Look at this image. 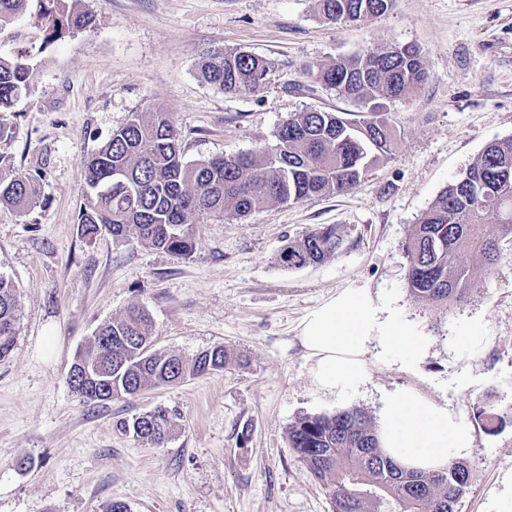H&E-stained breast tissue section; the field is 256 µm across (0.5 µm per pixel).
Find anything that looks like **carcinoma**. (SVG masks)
Segmentation results:
<instances>
[{
	"instance_id": "1",
	"label": "carcinoma",
	"mask_w": 512,
	"mask_h": 512,
	"mask_svg": "<svg viewBox=\"0 0 512 512\" xmlns=\"http://www.w3.org/2000/svg\"><path fill=\"white\" fill-rule=\"evenodd\" d=\"M27 2L0 0V21L21 13ZM318 2L322 16L336 24H365L391 10L395 0ZM39 18L51 38L91 23L85 12L56 14L49 8ZM309 73L359 105L362 118L317 109L296 112L277 128L269 147L190 163L183 159L169 113L135 112L87 161L80 235L92 239L105 230L117 242L134 238L188 259L197 246L194 224L246 217L273 204L341 195L360 186L371 168L392 154L395 132L384 108L423 88L429 78L424 58L412 46L371 47L313 65ZM199 76L223 93L250 95L271 80L273 67L261 56L224 49L202 61ZM27 79L22 58L0 57V109L12 107L28 91ZM36 199L31 178H0L1 205L25 210ZM507 240L512 241V138L489 142L413 225L404 245L410 294L434 307L464 301L476 272L488 274L501 262ZM343 244L338 225L320 224L288 240L277 261L300 269L335 256ZM17 311V289L1 276L0 358L12 349ZM149 326V313L139 305L99 326L69 371L72 391L88 402L125 400L149 385L224 369V345L186 362L151 350ZM474 409L487 435L512 425V411L488 395L478 397ZM121 427L141 443L160 447L175 422L160 407ZM288 443L321 482L332 512H455L471 488L472 467L464 460L450 459L435 473L401 469L384 454L371 417L360 409L302 416L288 427Z\"/></svg>"
}]
</instances>
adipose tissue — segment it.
<instances>
[{"mask_svg":"<svg viewBox=\"0 0 512 512\" xmlns=\"http://www.w3.org/2000/svg\"><path fill=\"white\" fill-rule=\"evenodd\" d=\"M296 338L311 362L313 389L342 398L371 379L373 361L394 358L410 368L426 350L411 334L379 309L363 288H346L306 314ZM385 423L379 430L384 452L407 469L437 471L451 456L469 451L475 437L461 415L434 399L403 387L383 396Z\"/></svg>","mask_w":512,"mask_h":512,"instance_id":"adipose-tissue-1","label":"adipose tissue"}]
</instances>
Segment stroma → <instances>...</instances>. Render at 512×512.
Wrapping results in <instances>:
<instances>
[{
	"instance_id": "obj_1",
	"label": "stroma",
	"mask_w": 512,
	"mask_h": 512,
	"mask_svg": "<svg viewBox=\"0 0 512 512\" xmlns=\"http://www.w3.org/2000/svg\"><path fill=\"white\" fill-rule=\"evenodd\" d=\"M90 27L49 38L39 0L0 21V57H24L29 91L0 123V177L25 174L39 201L0 205V276L18 289L16 336L0 360V512H331L317 478L288 446L304 415L360 408L382 422L401 387L473 419L478 396L512 410V244L467 298L434 308L408 291L404 244L418 217L476 160L512 138V0H396L369 23L325 20L317 0H62ZM412 45L430 77L388 105L392 154L353 191L198 224L191 258L81 237L83 172L131 113H170L193 162L271 145L307 109L351 112L309 65L368 46ZM240 49L275 74L254 95L222 93L198 75L203 56ZM320 224L345 242L324 263L287 269L277 255ZM345 288H365L427 343L411 369L375 363L370 382L335 400L315 393L297 339L302 318ZM134 305L152 317L154 349L192 360L214 344L224 369L136 398L88 405L68 373L88 336ZM165 407L175 427L144 446L123 419ZM472 486L458 512H512V426L476 433ZM27 468H18L20 459Z\"/></svg>"
}]
</instances>
